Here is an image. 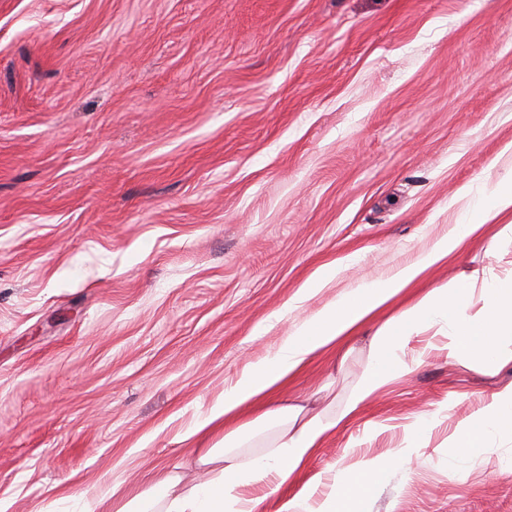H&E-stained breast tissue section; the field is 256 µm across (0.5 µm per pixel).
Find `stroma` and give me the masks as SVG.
Here are the masks:
<instances>
[{
	"label": "stroma",
	"mask_w": 512,
	"mask_h": 512,
	"mask_svg": "<svg viewBox=\"0 0 512 512\" xmlns=\"http://www.w3.org/2000/svg\"><path fill=\"white\" fill-rule=\"evenodd\" d=\"M512 179V0H0V512H113L112 485L208 478L182 433L250 362L414 261ZM488 224L427 290L512 271ZM335 279L291 306L321 266ZM367 324L290 397L343 407ZM412 367L283 489L393 459L370 512H512V431L454 436L512 360ZM432 430L412 447L420 420Z\"/></svg>",
	"instance_id": "stroma-1"
}]
</instances>
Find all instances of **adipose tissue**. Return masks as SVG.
<instances>
[{"mask_svg":"<svg viewBox=\"0 0 512 512\" xmlns=\"http://www.w3.org/2000/svg\"><path fill=\"white\" fill-rule=\"evenodd\" d=\"M505 216L512 217V182L492 188L474 206L468 223L440 238L416 261L342 296L284 337L275 356L246 364L223 398L183 433V440L212 434L220 419L236 417L246 405L275 393L311 357L336 348L353 336L427 270L447 262L484 225L499 223ZM477 297L483 306L476 316H468L467 311ZM440 323L448 328L449 355L503 357L501 341L512 336V280L486 281L479 287L465 282L430 289L377 329L371 340V362L340 412L311 411L303 405L279 400L254 419L226 431L199 457L200 465L211 467L210 479L185 488L180 475H168L129 498L116 512H263L262 499L240 498L237 488L262 483L268 494H276L321 447L330 432L344 427L367 400L400 374L409 372V365L398 359L397 350L421 329ZM259 426L275 431L270 451L252 458L238 454L239 441ZM503 428L512 429V390L495 395L476 421L454 437L453 443L458 448H475L490 431ZM388 469V462L382 459L358 460L349 469L336 472L329 493L315 510H308L310 494L305 491L280 500L277 512H367L370 496L381 485Z\"/></svg>","mask_w":512,"mask_h":512,"instance_id":"adipose-tissue-1","label":"adipose tissue"}]
</instances>
